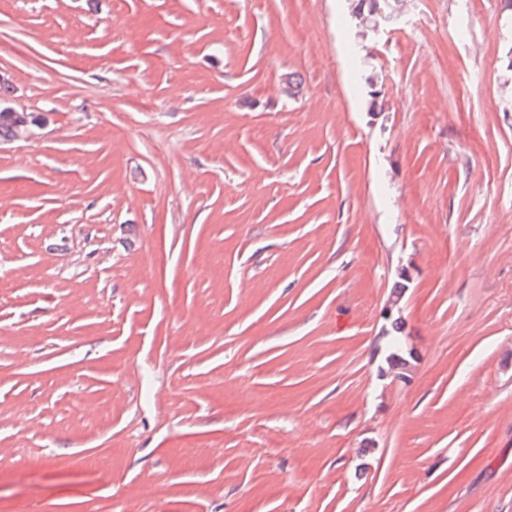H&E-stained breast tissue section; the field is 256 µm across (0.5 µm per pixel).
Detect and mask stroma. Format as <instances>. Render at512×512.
I'll use <instances>...</instances> for the list:
<instances>
[{"mask_svg":"<svg viewBox=\"0 0 512 512\" xmlns=\"http://www.w3.org/2000/svg\"><path fill=\"white\" fill-rule=\"evenodd\" d=\"M0 71V512H512L503 0H0ZM351 2V11L352 16L356 20L357 26L361 27L362 32H369L370 29L367 25H370L373 21L378 19V13L382 17L383 22L389 20V17H386L385 14L388 9L392 12V3L395 4L399 2V0H388L380 1V0H349ZM381 4L380 9L379 4ZM367 22V25L365 24Z\"/></svg>","mask_w":512,"mask_h":512,"instance_id":"obj_1","label":"stroma"}]
</instances>
